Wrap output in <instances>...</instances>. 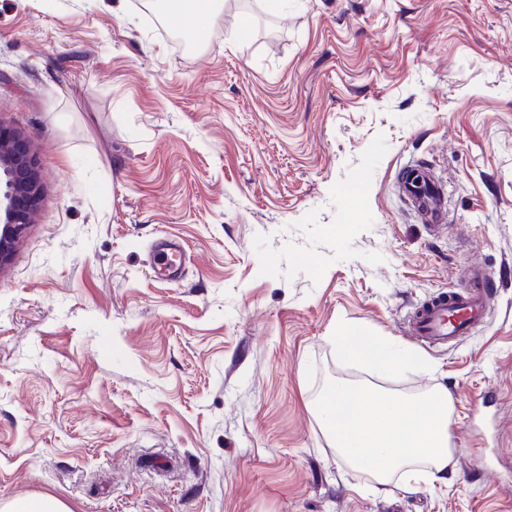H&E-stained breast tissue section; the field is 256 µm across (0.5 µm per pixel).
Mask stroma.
Listing matches in <instances>:
<instances>
[{"mask_svg": "<svg viewBox=\"0 0 512 512\" xmlns=\"http://www.w3.org/2000/svg\"><path fill=\"white\" fill-rule=\"evenodd\" d=\"M156 16L0 0V126L42 187L0 270V512H512V0H224L202 41ZM470 263L483 324L417 348L405 320ZM344 328L426 367L349 361ZM330 382L446 388L444 480L350 464ZM416 177L412 180L403 179L402 192L410 201L425 224L438 230L448 221L447 198L437 182L430 174L415 169ZM154 256L170 277L178 276L182 265V251L175 240L169 238L158 240L154 246ZM11 512H69L66 506L51 495L18 499Z\"/></svg>", "mask_w": 512, "mask_h": 512, "instance_id": "stroma-1", "label": "stroma"}]
</instances>
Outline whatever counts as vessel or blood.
<instances>
[{"label":"vessel or blood","instance_id":"1","mask_svg":"<svg viewBox=\"0 0 512 512\" xmlns=\"http://www.w3.org/2000/svg\"><path fill=\"white\" fill-rule=\"evenodd\" d=\"M404 195L432 229L448 220L447 198L437 182L424 170H417L411 180H403ZM157 263L177 277L182 265V251L172 239L163 238L154 246ZM495 283L480 266H470L466 286L459 291L441 292L425 302L408 320L406 333L427 347L444 346L468 335L478 326L495 292Z\"/></svg>","mask_w":512,"mask_h":512}]
</instances>
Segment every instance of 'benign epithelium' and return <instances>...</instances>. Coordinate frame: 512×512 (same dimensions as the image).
Returning a JSON list of instances; mask_svg holds the SVG:
<instances>
[{"mask_svg":"<svg viewBox=\"0 0 512 512\" xmlns=\"http://www.w3.org/2000/svg\"><path fill=\"white\" fill-rule=\"evenodd\" d=\"M39 163L28 142L0 127V269L11 257L15 242L33 222L40 197Z\"/></svg>","mask_w":512,"mask_h":512,"instance_id":"benign-epithelium-1","label":"benign epithelium"}]
</instances>
